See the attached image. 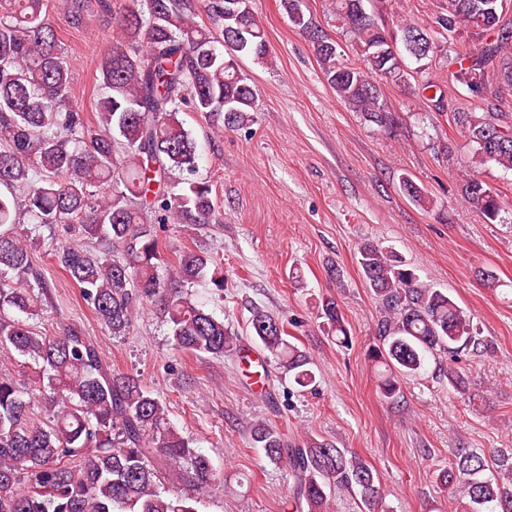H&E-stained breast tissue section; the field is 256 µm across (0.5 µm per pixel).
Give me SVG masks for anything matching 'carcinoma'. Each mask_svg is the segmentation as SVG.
Instances as JSON below:
<instances>
[{
  "label": "carcinoma",
  "instance_id": "obj_1",
  "mask_svg": "<svg viewBox=\"0 0 512 512\" xmlns=\"http://www.w3.org/2000/svg\"><path fill=\"white\" fill-rule=\"evenodd\" d=\"M364 2L335 0L358 65L344 60L302 0L280 6L309 37L337 99L387 135L399 115L380 82L425 73L454 35L480 41L481 52H457L448 63L449 83L476 100L453 109L454 124L474 147L472 172L458 192L487 222L498 221L503 200L476 172L512 171V115L494 103L498 84L512 85V27L500 24L492 0H448L431 26L403 23L390 33ZM59 8L77 27L95 11L110 16L120 37L98 66L105 93L95 124L73 102L48 0H7L0 14V351L38 370L54 406L48 421H35L28 389L0 375V512H199L197 496L165 484L201 493L224 484V474L170 424L166 406L136 376L108 364L78 325L46 335L29 323L52 296L33 258L41 230L59 228L65 241L54 248L56 264L111 335H127L139 305L150 300L175 349L237 353L241 336L173 282L205 280L222 297L224 265L189 248L169 263L153 225L217 220L213 185L192 179L197 144L179 115L189 106L225 129L247 124L258 98L239 61L271 63L270 44L251 0H62ZM202 12L206 23L197 21ZM400 189L420 208L433 207L412 177H402ZM358 264L379 305V344L368 358L385 367L380 396L397 401L402 381L427 374L432 364L448 390L465 389L458 353L491 347L473 318L389 247L362 243ZM318 315L336 344L351 342L335 297L320 302ZM247 330L297 389L315 382L312 359L285 320L255 308ZM250 439L269 462L288 466L291 512H329L341 491L358 496L365 512L383 507L376 471L352 451L324 439L295 443L264 418ZM436 484L451 490L460 512H512V453L488 457L462 448Z\"/></svg>",
  "mask_w": 512,
  "mask_h": 512
}]
</instances>
